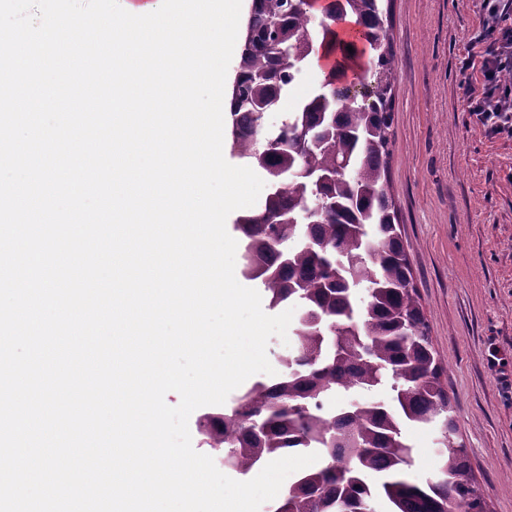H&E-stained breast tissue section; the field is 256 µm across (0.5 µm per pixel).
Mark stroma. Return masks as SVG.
Instances as JSON below:
<instances>
[{
    "instance_id": "35a3bbf8",
    "label": "stroma",
    "mask_w": 512,
    "mask_h": 512,
    "mask_svg": "<svg viewBox=\"0 0 512 512\" xmlns=\"http://www.w3.org/2000/svg\"><path fill=\"white\" fill-rule=\"evenodd\" d=\"M389 8V191L476 483L490 512H512V139L458 89L482 14L475 0Z\"/></svg>"
}]
</instances>
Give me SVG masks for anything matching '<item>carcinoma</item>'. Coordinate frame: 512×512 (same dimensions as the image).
Masks as SVG:
<instances>
[{"label":"carcinoma","instance_id":"1","mask_svg":"<svg viewBox=\"0 0 512 512\" xmlns=\"http://www.w3.org/2000/svg\"><path fill=\"white\" fill-rule=\"evenodd\" d=\"M383 0H252L230 94L231 149L263 175L264 203L240 215L246 277L270 306L298 309L283 372L255 383L207 429L224 465L246 476L268 462L317 453L271 512H488L451 419L444 367L409 267L388 191L392 90L398 64ZM351 17L364 44L341 53L275 130L278 108L316 45L337 51ZM385 387L390 401L371 398ZM438 429L427 478L409 473V428Z\"/></svg>","mask_w":512,"mask_h":512}]
</instances>
